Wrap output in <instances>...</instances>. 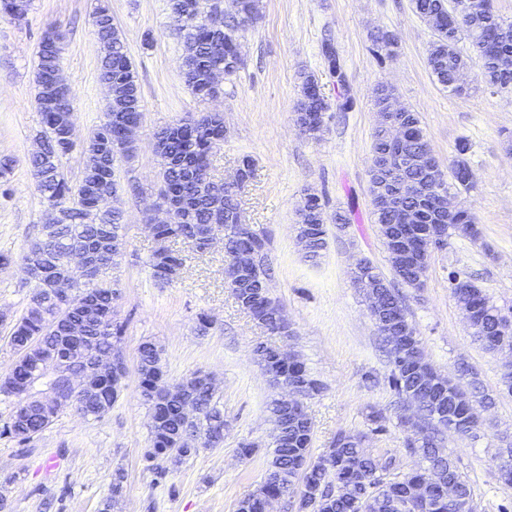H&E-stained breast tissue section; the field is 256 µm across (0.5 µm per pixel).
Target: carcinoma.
<instances>
[{
    "label": "carcinoma",
    "instance_id": "1",
    "mask_svg": "<svg viewBox=\"0 0 512 512\" xmlns=\"http://www.w3.org/2000/svg\"><path fill=\"white\" fill-rule=\"evenodd\" d=\"M31 0H0V15L14 21L26 18ZM235 17L219 27H211L195 16L202 6V0H170V8L183 9L185 20L180 35L191 45L183 61V77L187 86L197 97L211 98L219 93L212 86L210 73L222 67L231 75L240 68V53L235 32L240 28L238 19L254 18L259 15L258 0H234ZM416 12L425 17H434L438 40L434 41L427 55L432 76L453 96L467 94L468 88L454 84L452 70L465 63L458 43L462 39L471 45L483 48L481 78L491 88L506 89L512 86V72L501 71L494 56L512 53V22L497 14L492 0H478L482 24L472 28L467 16L456 10L448 0H414ZM93 25L101 45L98 78L112 86V124L100 125L92 132L84 148L85 166L82 178L72 186L60 171L62 155L71 150L66 137L73 119V95L60 67L57 45L64 41L63 33L52 30L40 39L36 82L38 93L36 107L42 117L41 138L45 139L44 153L29 157V165L36 179L37 190L47 205L66 204L71 209L68 221L45 218L43 236L33 242L21 254V262L30 259L31 250L41 244L57 256L72 247L93 246L106 258L108 266L116 264L121 249L112 245L107 238L108 231L120 227L122 213L114 208L99 216L93 222L90 216L96 214L95 202L99 195H115L119 182L116 169L119 161L133 151V142L122 136L126 125H137L142 116L141 96L136 72L128 56L127 46L120 30L112 22L108 6L100 5L93 16ZM318 85L313 74L303 76L302 107L296 110V120L305 126L310 135L320 132L319 114L328 107L308 98L309 90ZM406 113L410 134L402 151L411 158L412 168L408 176L415 182H422L433 176L438 166L421 127L418 113L401 108ZM224 139V117L219 112L202 114L190 126L174 130L161 129L156 135L155 152L161 159V189L190 197L194 200V211L187 221L178 220L170 224H157L154 234L159 246L152 253L150 268L152 277L161 282L172 281V272L183 262V258L167 246L176 239L187 240L202 231L208 224H219L224 231V257L231 258L250 243L264 247L267 241L253 229L240 234L228 229L235 224L238 201L224 197L219 201L212 198L208 186L202 181L209 167V154L214 143ZM375 223L380 225L385 246H390L394 225L400 223L395 212L374 211ZM301 235L306 257L315 259L326 247L325 218L318 200L310 197L299 209ZM448 228L468 233L477 238L471 214L458 209L455 223ZM270 267L259 266L245 278L246 288L256 296L252 302V315L269 323L268 329H278L274 315L279 306L268 296ZM466 287L453 289L456 301L470 311L474 335L488 348L512 349V327L498 308L490 303L482 290L470 280ZM85 285L76 283L70 296L71 307H64L52 290L48 279L41 278L36 286L26 312L11 322L9 344L14 346L32 337L40 339L41 346L35 355L16 365L8 377L0 381V396L18 399L9 421L0 432L26 443L46 429L57 415L52 405L23 399L26 386L45 376L42 370L45 356L60 351L63 345L64 329L62 317L78 316ZM99 299V316L88 323L87 334L82 345L70 353L66 361L59 363L64 371L81 373L88 369L96 353L119 345L125 333V324L114 315L112 309V286L103 283L93 286ZM382 317L395 327L415 330L409 320L403 298L396 288H386L381 299ZM408 350L400 352L388 348L391 373L388 377L390 388L398 397L409 401L420 415L435 422L426 434L425 441H406V450L418 457L417 468L383 482H371L370 473L384 467L380 459L360 448L361 441L351 435L338 433L324 458L327 466L313 467L310 445L312 424L304 409L279 416L271 459L259 495L288 497L298 500L299 512H354L348 500L337 499L322 503L320 491L327 483H340L353 489L354 495L372 496V512H398L400 505L412 498V490L424 485L427 489L429 507L426 512H456L448 503L447 488L432 484L429 472L437 470L443 477L455 482L461 497L473 499L472 490L466 477L440 445L438 428L448 427V420L454 419L455 432L468 435L478 426L479 420L471 396L464 389L463 380L471 375L469 369H460L459 378L452 382L426 362L420 339L410 338ZM284 372L299 375L308 391L316 390V382L310 378L305 366L296 361L283 362ZM137 372L140 396L150 412V444L156 455H172L185 459L198 451V446L187 443L189 431L201 433V446L216 448L224 443V411L215 400V390L210 378L202 373H193L179 380L168 378L162 362V351L151 342L141 343L138 350ZM195 400L197 412L188 420L181 411L180 399ZM117 400L112 384L100 383L91 387L90 394L75 400V409L85 418L100 419Z\"/></svg>",
    "mask_w": 512,
    "mask_h": 512
}]
</instances>
